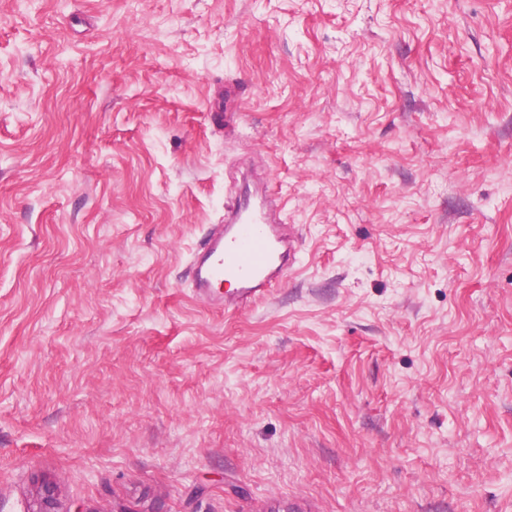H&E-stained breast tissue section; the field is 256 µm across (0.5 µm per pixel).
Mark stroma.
<instances>
[{
    "label": "stroma",
    "mask_w": 512,
    "mask_h": 512,
    "mask_svg": "<svg viewBox=\"0 0 512 512\" xmlns=\"http://www.w3.org/2000/svg\"><path fill=\"white\" fill-rule=\"evenodd\" d=\"M262 161L298 270L187 259ZM512 512V0H0V512Z\"/></svg>",
    "instance_id": "stroma-1"
}]
</instances>
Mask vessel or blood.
<instances>
[{
    "instance_id": "vessel-or-blood-1",
    "label": "vessel or blood",
    "mask_w": 512,
    "mask_h": 512,
    "mask_svg": "<svg viewBox=\"0 0 512 512\" xmlns=\"http://www.w3.org/2000/svg\"><path fill=\"white\" fill-rule=\"evenodd\" d=\"M282 212L264 180L226 197L223 223L209 227L188 263L194 298L227 313L268 299L297 263L299 236Z\"/></svg>"
}]
</instances>
